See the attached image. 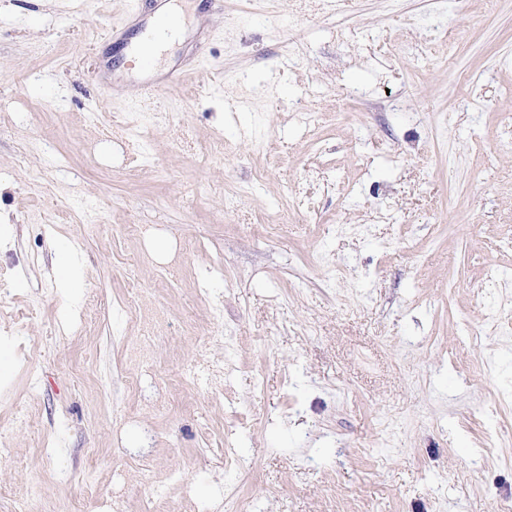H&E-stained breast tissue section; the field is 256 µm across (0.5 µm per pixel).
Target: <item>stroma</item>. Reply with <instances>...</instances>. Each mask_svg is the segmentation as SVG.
<instances>
[{"mask_svg": "<svg viewBox=\"0 0 512 512\" xmlns=\"http://www.w3.org/2000/svg\"><path fill=\"white\" fill-rule=\"evenodd\" d=\"M136 1L0 0V488L512 512V0H184L149 106ZM139 73L141 77L133 85L138 101L151 97L157 91L159 84H177L184 73L183 70H168L161 78L156 76V64H154L147 48L139 53Z\"/></svg>", "mask_w": 512, "mask_h": 512, "instance_id": "1", "label": "stroma"}]
</instances>
